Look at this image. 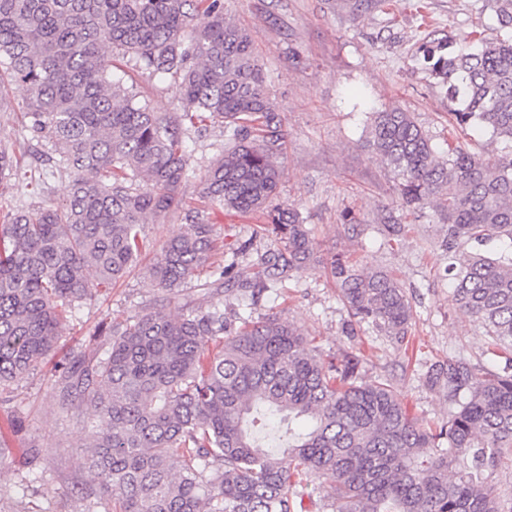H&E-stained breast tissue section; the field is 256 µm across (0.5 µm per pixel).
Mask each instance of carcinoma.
<instances>
[{
  "label": "carcinoma",
  "mask_w": 512,
  "mask_h": 512,
  "mask_svg": "<svg viewBox=\"0 0 512 512\" xmlns=\"http://www.w3.org/2000/svg\"><path fill=\"white\" fill-rule=\"evenodd\" d=\"M494 38L475 52L422 44L425 69L449 83L463 129L512 142V0H495ZM204 16L199 27L194 17ZM120 58L178 83L180 109L153 111L112 78ZM29 97L24 130L71 174L66 203L0 211V387L55 349L76 305L136 267L149 216L181 203L186 135L220 122L232 146L209 164L202 196L260 217L276 246L219 278L253 306L305 269L314 245L298 212L272 207L284 150L280 118L249 32L224 0H0V87ZM371 143L400 179L402 206L439 200L452 300L482 324L502 372L437 362L427 383L448 393V421L423 424L391 379L365 381L360 356H323L276 316H225L179 288L208 264L213 225L163 244L143 276L168 292L160 308L102 330L108 348L62 364V403H84L90 495L120 512H305L308 482L335 512H512L497 477L512 468V154L487 162L448 143L438 152L409 112L372 113ZM33 189L44 173L0 150V176ZM471 252L457 255L460 245ZM350 314L402 343L412 307L383 270L330 263Z\"/></svg>",
  "instance_id": "cac0c4a2"
}]
</instances>
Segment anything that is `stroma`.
I'll return each mask as SVG.
<instances>
[{
  "label": "stroma",
  "instance_id": "obj_1",
  "mask_svg": "<svg viewBox=\"0 0 512 512\" xmlns=\"http://www.w3.org/2000/svg\"><path fill=\"white\" fill-rule=\"evenodd\" d=\"M414 2L383 0L361 13L353 0H224V15L249 31L281 119L286 149L273 203L300 213L321 258L265 292L253 316L294 323L324 353L359 355L363 379L393 378L411 416L441 424L448 419V400L427 384L429 366L460 356L494 370L502 360L488 353L480 323L451 300L437 201L415 212L402 207L396 174L369 145L370 117L401 108L413 113L439 151L453 141L491 162L512 153V144L482 129H454L447 84L417 56L433 38L469 49L492 35V0H425L421 14ZM25 100V90L15 84L0 92V148L17 154L29 148L21 123ZM188 144L185 204L147 218L140 262L149 264L162 244L186 232L185 213L193 210L214 227L219 264L248 268L251 256L233 255L237 243L252 240L258 252L271 245L256 236L257 217L211 206L200 196L202 176L228 144L224 128L215 124L191 134ZM44 171L36 194L17 179H0V208L62 205L69 175L50 164ZM388 211L401 225L399 235H387L379 222ZM334 256L352 258L365 271H387L400 284L413 311L408 345L355 322L330 274ZM165 297L133 271L80 304L55 351L27 378L0 389V512H114L112 501L87 494L92 476L85 467V408L59 403V366L73 353L106 348L99 326L159 308Z\"/></svg>",
  "mask_w": 512,
  "mask_h": 512
}]
</instances>
